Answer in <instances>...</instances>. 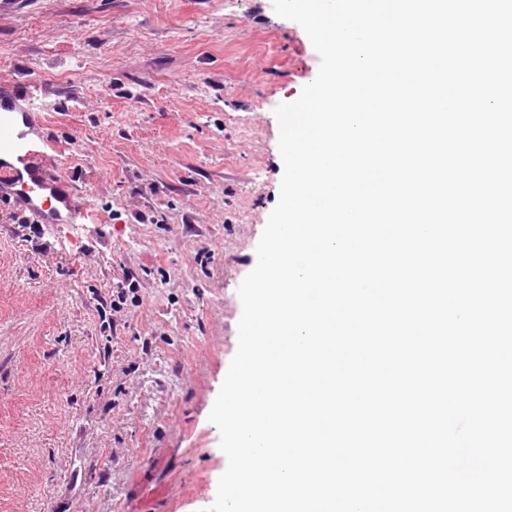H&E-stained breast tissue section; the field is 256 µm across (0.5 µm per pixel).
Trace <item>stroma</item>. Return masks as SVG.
<instances>
[{
	"instance_id": "1",
	"label": "stroma",
	"mask_w": 512,
	"mask_h": 512,
	"mask_svg": "<svg viewBox=\"0 0 512 512\" xmlns=\"http://www.w3.org/2000/svg\"><path fill=\"white\" fill-rule=\"evenodd\" d=\"M319 64L272 0L0 9V84L40 85L51 164L92 207L48 227L0 202V512L212 506L209 414L284 171L274 110Z\"/></svg>"
}]
</instances>
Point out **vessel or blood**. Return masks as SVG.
<instances>
[{
    "mask_svg": "<svg viewBox=\"0 0 512 512\" xmlns=\"http://www.w3.org/2000/svg\"><path fill=\"white\" fill-rule=\"evenodd\" d=\"M50 144L43 133L39 89L0 88V199L35 224H84L91 209L62 172L46 167Z\"/></svg>",
    "mask_w": 512,
    "mask_h": 512,
    "instance_id": "1",
    "label": "vessel or blood"
}]
</instances>
